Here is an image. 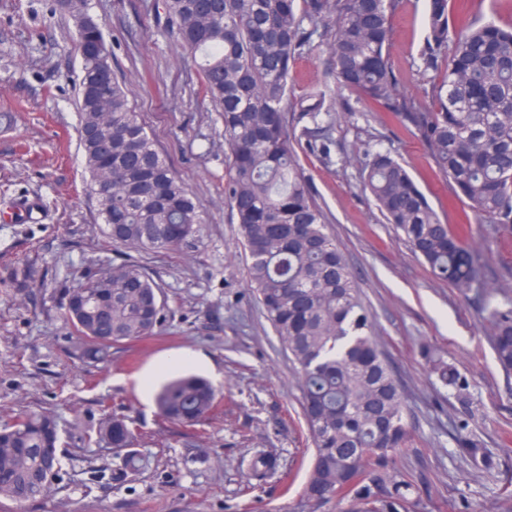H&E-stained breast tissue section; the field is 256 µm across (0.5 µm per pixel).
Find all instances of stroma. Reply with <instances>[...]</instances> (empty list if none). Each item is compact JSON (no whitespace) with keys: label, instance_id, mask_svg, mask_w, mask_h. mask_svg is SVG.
Returning a JSON list of instances; mask_svg holds the SVG:
<instances>
[{"label":"stroma","instance_id":"obj_1","mask_svg":"<svg viewBox=\"0 0 512 512\" xmlns=\"http://www.w3.org/2000/svg\"><path fill=\"white\" fill-rule=\"evenodd\" d=\"M428 0H403L390 56L406 96L425 100L421 70ZM158 0H92L113 51V66L155 145L204 209L200 237L182 253H153L145 264L161 288L165 321L156 336L114 346L103 363L86 362L60 308L84 271L120 262L105 246L79 148L75 107L80 57L74 25L52 0H0V212L38 198L42 217L0 221V425L37 411L56 417L62 470L51 494L24 512H296L312 444L293 366L248 292L247 257L224 204V126L198 96L199 74L156 18ZM308 38L288 83L297 100L322 91L316 117L289 111L295 145L329 230L356 276L382 348L404 385L415 440L396 460L421 490L428 512H461L463 499L498 512L512 499V376L499 368L483 304L435 280L364 193L353 155L364 146L391 150L442 220L466 209L413 127L376 104L339 90L329 66L328 28L302 21ZM330 126V162L307 148L309 132ZM469 242L484 280L512 298V233L471 223ZM36 274L18 292L13 270ZM430 343L468 380L470 426L500 455L503 472L485 479L458 457L457 402L440 387L419 346ZM205 359L195 372L221 391L217 415L189 432L164 421L138 377L171 354ZM135 417L136 446L149 468L112 479L117 460L85 432L112 412ZM258 449L279 455L283 473L248 488L246 461Z\"/></svg>","mask_w":512,"mask_h":512}]
</instances>
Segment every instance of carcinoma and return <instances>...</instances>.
Returning <instances> with one entry per match:
<instances>
[{"label": "carcinoma", "instance_id": "obj_1", "mask_svg": "<svg viewBox=\"0 0 512 512\" xmlns=\"http://www.w3.org/2000/svg\"><path fill=\"white\" fill-rule=\"evenodd\" d=\"M449 0H430L422 55L433 74L434 108L402 96L391 61V19L399 0H161L167 30L198 59V93L224 125V201L249 251V287L299 370L300 405L313 454L304 503L334 502L340 512H422L415 485L394 465L412 444L404 389L374 336L356 281L327 218L314 199L288 126V79L304 36L301 17L331 22V69L337 85L409 122L452 193L481 224L512 230V24L458 26ZM59 13L79 26L89 0H65ZM303 14H298V11ZM81 56L79 130L89 190L106 242L116 250L177 252L201 232L200 204L155 148L112 66L101 28ZM324 95L297 106L315 114ZM363 186L432 276L479 296L493 328L501 370L512 373V304L495 301L479 259L464 235L445 224L405 166L369 148L355 157ZM82 341L83 357L98 362L112 346L153 336L165 305L160 287L139 261L81 277L64 304ZM420 354L438 383L470 404L464 376L425 343ZM161 418L194 429L213 418L219 391L206 378L182 374L156 394ZM456 442L466 464L491 478L499 463L463 417ZM139 428L114 414L87 432L106 441L122 481L149 465L134 448ZM55 418L27 412L0 426V497L22 508L49 495L61 464ZM280 468L277 455L255 452L246 481L261 486Z\"/></svg>", "mask_w": 512, "mask_h": 512}]
</instances>
